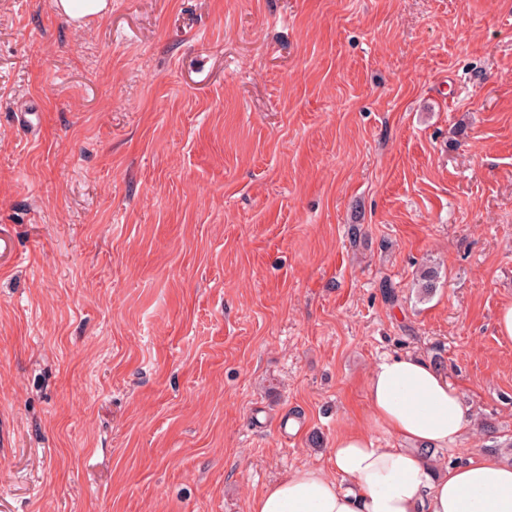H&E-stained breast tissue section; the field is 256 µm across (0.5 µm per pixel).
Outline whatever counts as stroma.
Segmentation results:
<instances>
[{
	"mask_svg": "<svg viewBox=\"0 0 512 512\" xmlns=\"http://www.w3.org/2000/svg\"><path fill=\"white\" fill-rule=\"evenodd\" d=\"M50 2L0 0V512H250L401 447L405 353L512 462V0Z\"/></svg>",
	"mask_w": 512,
	"mask_h": 512,
	"instance_id": "stroma-1",
	"label": "stroma"
}]
</instances>
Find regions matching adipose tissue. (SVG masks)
Listing matches in <instances>:
<instances>
[{"label": "adipose tissue", "instance_id": "ef3b65f1", "mask_svg": "<svg viewBox=\"0 0 512 512\" xmlns=\"http://www.w3.org/2000/svg\"><path fill=\"white\" fill-rule=\"evenodd\" d=\"M366 391L370 420L407 447H376L363 430L338 435L330 469L282 477L251 512H512V463L470 452L439 470L427 454L456 449L472 425L444 373L404 354L379 362Z\"/></svg>", "mask_w": 512, "mask_h": 512}]
</instances>
